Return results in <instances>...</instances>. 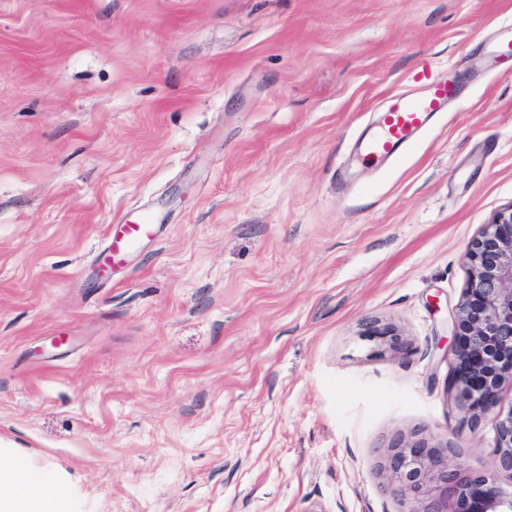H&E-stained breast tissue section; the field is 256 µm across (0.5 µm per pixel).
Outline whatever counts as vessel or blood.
Here are the masks:
<instances>
[{
    "label": "vessel or blood",
    "mask_w": 512,
    "mask_h": 512,
    "mask_svg": "<svg viewBox=\"0 0 512 512\" xmlns=\"http://www.w3.org/2000/svg\"><path fill=\"white\" fill-rule=\"evenodd\" d=\"M426 92L419 95L395 94L389 97L380 114L378 131L365 144L368 156L387 159L407 150L418 134L430 125L435 114L445 109L458 95V85L452 79L423 72ZM150 229L148 222L126 225L122 238L111 242L108 261L121 260L125 252L136 247L139 239Z\"/></svg>",
    "instance_id": "1"
}]
</instances>
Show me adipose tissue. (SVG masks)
<instances>
[{
  "instance_id": "ef3b65f1",
  "label": "adipose tissue",
  "mask_w": 512,
  "mask_h": 512,
  "mask_svg": "<svg viewBox=\"0 0 512 512\" xmlns=\"http://www.w3.org/2000/svg\"><path fill=\"white\" fill-rule=\"evenodd\" d=\"M0 512H75L68 485L49 468H34L11 448H0Z\"/></svg>"
}]
</instances>
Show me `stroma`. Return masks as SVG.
Masks as SVG:
<instances>
[{
	"instance_id": "1",
	"label": "stroma",
	"mask_w": 512,
	"mask_h": 512,
	"mask_svg": "<svg viewBox=\"0 0 512 512\" xmlns=\"http://www.w3.org/2000/svg\"><path fill=\"white\" fill-rule=\"evenodd\" d=\"M507 26L512 0H0V445L78 512H397L413 432L491 469L450 363L466 248L512 204ZM426 69L462 95L364 156ZM150 226L151 224L146 220L138 224H126L124 236L111 242L106 260L110 263L120 261L125 252L136 247L139 239L148 233Z\"/></svg>"
}]
</instances>
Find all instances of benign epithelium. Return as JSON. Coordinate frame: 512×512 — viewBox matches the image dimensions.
<instances>
[{
    "instance_id": "benign-epithelium-1",
    "label": "benign epithelium",
    "mask_w": 512,
    "mask_h": 512,
    "mask_svg": "<svg viewBox=\"0 0 512 512\" xmlns=\"http://www.w3.org/2000/svg\"><path fill=\"white\" fill-rule=\"evenodd\" d=\"M467 287L457 308L458 344L452 388L460 413L457 432L495 417L493 468L462 480L448 469V437L413 433L391 445L384 465L399 512H512V405L499 388L512 382V204L498 210L468 247Z\"/></svg>"
}]
</instances>
